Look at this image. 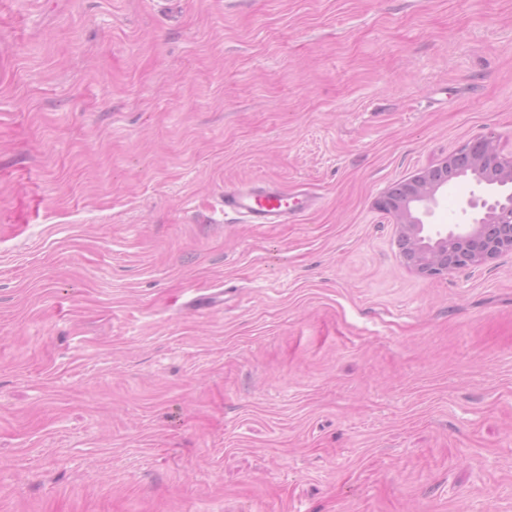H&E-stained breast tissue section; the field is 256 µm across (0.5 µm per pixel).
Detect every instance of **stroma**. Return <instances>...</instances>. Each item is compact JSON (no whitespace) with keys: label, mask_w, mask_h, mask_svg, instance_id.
I'll use <instances>...</instances> for the list:
<instances>
[{"label":"stroma","mask_w":512,"mask_h":512,"mask_svg":"<svg viewBox=\"0 0 512 512\" xmlns=\"http://www.w3.org/2000/svg\"><path fill=\"white\" fill-rule=\"evenodd\" d=\"M484 134L512 0H0V512H512V254L376 205ZM300 196L289 197L277 186L266 183L227 188L224 214L231 213L246 224H288L315 204L310 194Z\"/></svg>","instance_id":"35a3bbf8"}]
</instances>
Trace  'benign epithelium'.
I'll list each match as a JSON object with an SVG mask.
<instances>
[{
    "label": "benign epithelium",
    "mask_w": 512,
    "mask_h": 512,
    "mask_svg": "<svg viewBox=\"0 0 512 512\" xmlns=\"http://www.w3.org/2000/svg\"><path fill=\"white\" fill-rule=\"evenodd\" d=\"M460 178L480 187L461 202L464 221L446 228L425 223ZM378 205L396 221L404 263L423 276L439 278L512 254V156L501 155L490 136H477L439 164L404 179Z\"/></svg>",
    "instance_id": "obj_1"
}]
</instances>
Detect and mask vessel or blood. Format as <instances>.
<instances>
[{"instance_id":"vessel-or-blood-1","label":"vessel or blood","mask_w":512,"mask_h":512,"mask_svg":"<svg viewBox=\"0 0 512 512\" xmlns=\"http://www.w3.org/2000/svg\"><path fill=\"white\" fill-rule=\"evenodd\" d=\"M310 194L288 196L277 186L257 183L225 189L224 211L247 224H285L312 209Z\"/></svg>"}]
</instances>
